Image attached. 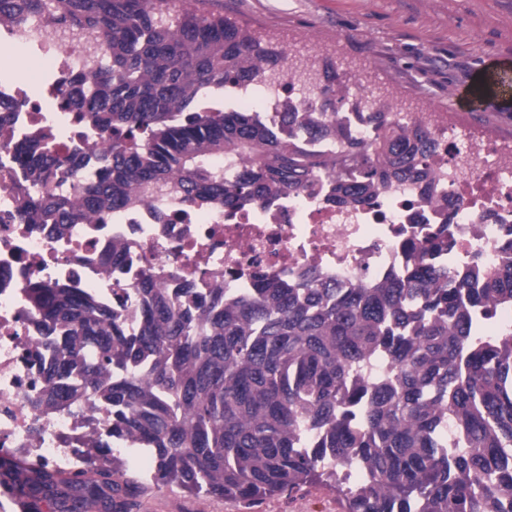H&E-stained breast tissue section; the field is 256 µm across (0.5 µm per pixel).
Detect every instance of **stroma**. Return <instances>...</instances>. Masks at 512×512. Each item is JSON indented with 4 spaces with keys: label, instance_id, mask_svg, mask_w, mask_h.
Returning a JSON list of instances; mask_svg holds the SVG:
<instances>
[{
    "label": "stroma",
    "instance_id": "obj_1",
    "mask_svg": "<svg viewBox=\"0 0 512 512\" xmlns=\"http://www.w3.org/2000/svg\"><path fill=\"white\" fill-rule=\"evenodd\" d=\"M281 50L327 48L348 87L373 84L417 112L512 139V0H212ZM323 483L257 503L145 481L133 512H342Z\"/></svg>",
    "mask_w": 512,
    "mask_h": 512
}]
</instances>
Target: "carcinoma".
Wrapping results in <instances>:
<instances>
[{
  "instance_id": "carcinoma-1",
  "label": "carcinoma",
  "mask_w": 512,
  "mask_h": 512,
  "mask_svg": "<svg viewBox=\"0 0 512 512\" xmlns=\"http://www.w3.org/2000/svg\"><path fill=\"white\" fill-rule=\"evenodd\" d=\"M171 0H0V19L53 12L89 32L104 56L65 100L77 122L112 131L96 151L61 160L37 134L15 145L36 189L22 187L30 224H82L93 214L164 195L183 206L234 208L275 190L301 193L329 171L342 199L369 203L377 182L419 172L426 132L401 130L385 110L380 137L349 142L338 157L302 150L248 112H210L202 99L248 82L285 57L211 10L173 11ZM320 114L290 110L282 129L333 133L327 114L346 89L325 64ZM80 177V203L55 195ZM451 246L436 234L412 247L404 277L355 288L310 271L300 282L260 279L240 295L216 288L198 299L192 284L162 286L151 272L136 285L138 329L79 288L36 286L28 296L53 355L46 391L33 406L62 410L82 395L111 405L118 437L148 444L155 482L247 502L323 479L345 512H512V330L486 338L470 308L512 304V239L501 263L465 275L430 261ZM382 356L390 375L356 377ZM144 360L147 373L112 377ZM456 426L462 447L440 452L439 428ZM365 473L354 489L340 469ZM96 478L64 477L0 457V486L55 512H132L139 474L108 448L96 449Z\"/></svg>"
}]
</instances>
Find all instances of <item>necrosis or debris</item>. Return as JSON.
<instances>
[{"mask_svg":"<svg viewBox=\"0 0 512 512\" xmlns=\"http://www.w3.org/2000/svg\"><path fill=\"white\" fill-rule=\"evenodd\" d=\"M0 48L40 52L47 81L30 86L0 77V454L27 449L36 464L53 470L83 468L97 447L149 471L146 443L110 435L109 405L85 398L66 410L34 408L44 378L34 360L44 350L40 320L27 290L37 285L80 288L112 308L127 330L138 327L142 298L136 283L149 271L165 285L195 283L198 295L212 289L243 292L261 277L303 278L316 270L354 288L366 280L407 272L409 247L436 232L452 242L434 255L436 264L460 270L492 267L512 230V141L486 137L449 121L444 112H410L362 86L340 98L332 120L335 135L320 138L304 129L293 138L310 153L333 157L348 140L372 143L377 131L368 114L387 109L393 120L424 126L432 150L420 174L389 179L369 204L343 201L336 180L320 174L300 194L275 192L235 210L185 208L156 201L115 208L88 224L58 230L20 223L15 187L25 170L15 145L36 132L59 157L73 150L94 155L104 131L76 121L62 103L76 76L100 58L97 39L65 31L52 17L0 20ZM324 72L315 53L289 50L282 68L224 94L228 112H249L278 127L282 112L320 109Z\"/></svg>","mask_w":512,"mask_h":512,"instance_id":"4bbe7bcc","label":"necrosis or debris"}]
</instances>
